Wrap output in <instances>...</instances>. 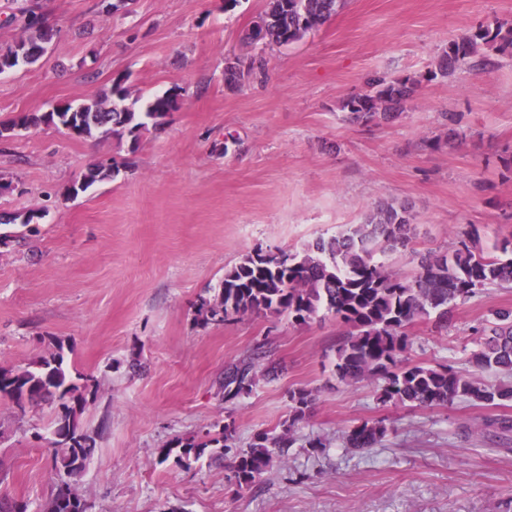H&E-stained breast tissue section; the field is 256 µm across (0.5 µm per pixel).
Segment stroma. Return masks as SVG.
<instances>
[{
    "instance_id": "stroma-1",
    "label": "stroma",
    "mask_w": 512,
    "mask_h": 512,
    "mask_svg": "<svg viewBox=\"0 0 512 512\" xmlns=\"http://www.w3.org/2000/svg\"><path fill=\"white\" fill-rule=\"evenodd\" d=\"M60 31L36 64L0 75V120L79 103L122 75L133 94L180 89L160 130L127 141L69 138L50 127L0 140V175L13 181L0 213L43 211L26 245H0V367H23L60 338L72 364L100 388L80 417L98 451L78 480L93 512H512V451L460 441L459 425L512 417V407H403L380 403L374 383L334 374L343 330L326 314L296 325L277 316L221 324L196 320L225 268L257 249L301 250L361 223L382 202H406L411 252L389 254L412 271V252L447 251L468 225L484 250L512 238V53L494 67L444 76L450 40L487 22L512 27V0H346L315 32L285 48L247 34L266 0H132L105 16L99 0H39ZM241 62L236 88L224 68ZM419 86L394 118L348 121L343 100L375 76ZM466 144L448 142L449 128ZM118 166L78 196L66 187L90 165ZM512 309V288L492 286L458 304L447 334L409 329L414 361L459 363L471 326ZM263 345L274 378L225 401L227 365ZM313 391L299 446L262 481L239 490L225 463L157 464L158 448L235 424V444L280 427L288 393ZM41 403L25 418L0 403V491L40 512L59 479ZM386 420L372 453L344 446L352 425ZM321 436L320 451L302 442Z\"/></svg>"
}]
</instances>
